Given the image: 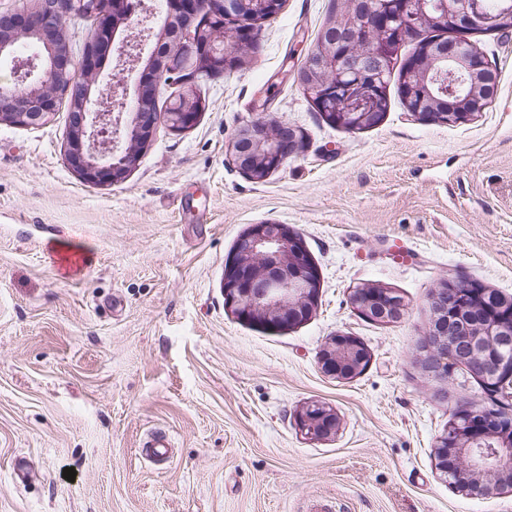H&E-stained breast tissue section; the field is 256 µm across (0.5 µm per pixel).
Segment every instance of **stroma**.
I'll list each match as a JSON object with an SVG mask.
<instances>
[{
  "mask_svg": "<svg viewBox=\"0 0 512 512\" xmlns=\"http://www.w3.org/2000/svg\"><path fill=\"white\" fill-rule=\"evenodd\" d=\"M332 6L284 0L249 62L198 80L197 123L159 127L120 183L68 165L66 111L0 122V512H512V490L436 471L456 408L490 401L459 371L442 400L417 361L441 280L512 295V31L480 43L497 91L472 120L419 119L393 80L382 122L346 131L291 77ZM256 119L301 144L261 182L231 151ZM262 223L299 230L321 274L315 314L283 334L224 308V260ZM364 282L398 290L404 317L359 318ZM339 332L371 354L348 381L317 360ZM310 401L339 415L331 440L296 427ZM159 432L165 458L145 449Z\"/></svg>",
  "mask_w": 512,
  "mask_h": 512,
  "instance_id": "35a3bbf8",
  "label": "stroma"
}]
</instances>
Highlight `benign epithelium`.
<instances>
[{
  "mask_svg": "<svg viewBox=\"0 0 512 512\" xmlns=\"http://www.w3.org/2000/svg\"><path fill=\"white\" fill-rule=\"evenodd\" d=\"M376 0H356L358 17L347 33L334 29L321 45L307 54L294 74L316 108L330 113L329 122L355 128L387 111L378 78L393 62L400 46L413 39L416 52L404 61L408 74L401 95L409 111L438 124L462 123L484 111L496 85V72L473 41L476 36L512 30V0H497L492 11L485 0H387L394 10L376 9ZM283 0H161L165 14L159 33L143 35L132 30L130 0H39L27 11L0 13V63L11 65L17 87L0 91V121L24 127L43 123L59 108L49 92L64 85L71 133L65 158L87 183L116 184L133 165L132 145L147 146L161 119L154 104L161 83L176 82L183 100L168 113L172 131L192 127L202 111L192 94L197 76L226 73L237 66L246 46L255 45L254 26L281 10ZM75 12L91 16L97 34L82 56L70 53L62 21ZM247 20L240 37L224 39V22ZM448 31L450 38L421 40L428 25ZM115 58L109 92L92 95L106 56ZM137 75L134 92L125 76ZM282 122L251 121L234 137L232 151L247 176L270 174L292 157L297 135L287 138ZM224 307L238 320L271 333H281L308 321L315 313L321 275L302 235L287 224H253L224 260ZM361 310L370 320L389 321L404 311L400 307ZM431 320L423 369L446 377L445 364L481 356L507 345L509 325L486 319L457 330L449 324L461 313L448 307V289L429 296ZM366 360V351L354 337L338 333L320 347L323 373L343 377ZM491 384L498 402L512 401V365L496 364L473 371ZM296 425L310 440L332 439L340 418L318 401L303 405ZM455 451L469 464L451 476L448 468V434L435 448V468L448 483L472 495L495 481L512 487V448H469L457 443Z\"/></svg>",
  "mask_w": 512,
  "mask_h": 512,
  "instance_id": "1",
  "label": "benign epithelium"
}]
</instances>
